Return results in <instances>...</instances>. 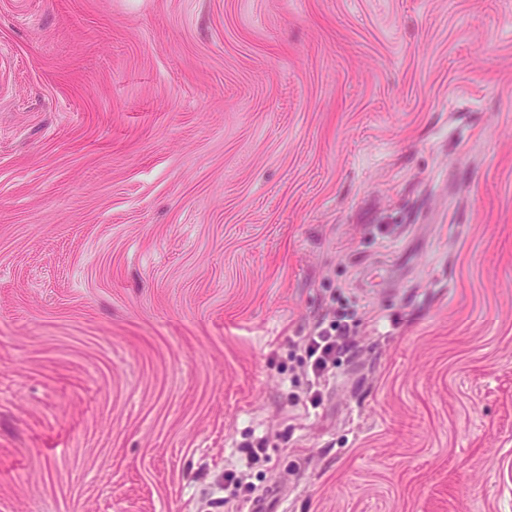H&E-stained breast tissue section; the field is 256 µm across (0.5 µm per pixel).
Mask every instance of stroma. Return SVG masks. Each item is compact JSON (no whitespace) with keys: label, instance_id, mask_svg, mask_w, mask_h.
I'll list each match as a JSON object with an SVG mask.
<instances>
[{"label":"stroma","instance_id":"35a3bbf8","mask_svg":"<svg viewBox=\"0 0 512 512\" xmlns=\"http://www.w3.org/2000/svg\"><path fill=\"white\" fill-rule=\"evenodd\" d=\"M258 504L512 512V0H0V512ZM362 317L351 310L336 312L330 319L322 318L313 332L305 336L304 344L309 359L312 387H318L329 374L330 365L335 364L336 351L347 346V337L357 327ZM327 322V323H326Z\"/></svg>","mask_w":512,"mask_h":512}]
</instances>
